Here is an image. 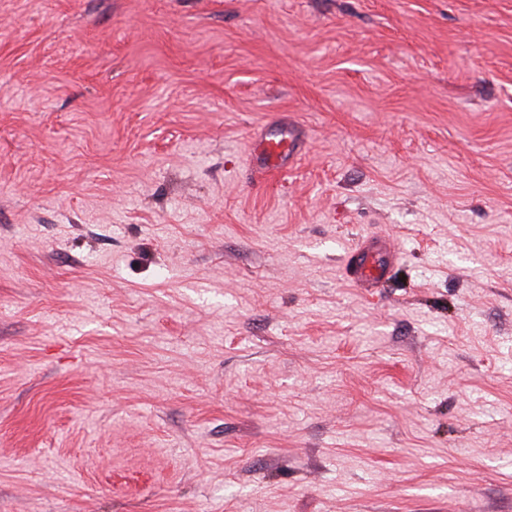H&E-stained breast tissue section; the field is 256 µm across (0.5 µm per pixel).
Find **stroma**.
I'll use <instances>...</instances> for the list:
<instances>
[{
    "label": "stroma",
    "instance_id": "stroma-1",
    "mask_svg": "<svg viewBox=\"0 0 512 512\" xmlns=\"http://www.w3.org/2000/svg\"><path fill=\"white\" fill-rule=\"evenodd\" d=\"M0 512H512V0H0ZM301 141L291 125L288 130H271L251 139L250 166L258 167L269 175L280 173L300 149ZM394 244L385 237H371L360 250L348 255L351 280L356 288H375L386 275V258L395 256Z\"/></svg>",
    "mask_w": 512,
    "mask_h": 512
}]
</instances>
